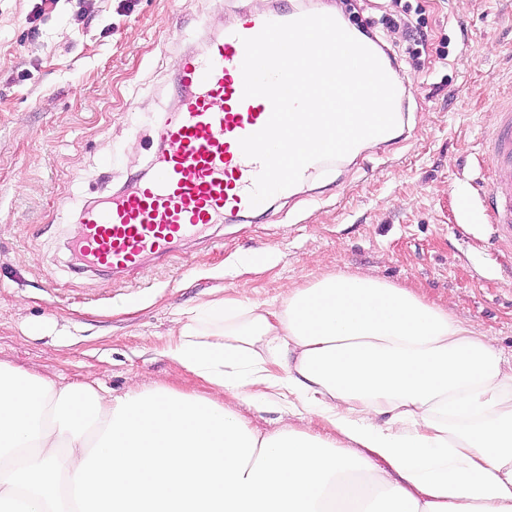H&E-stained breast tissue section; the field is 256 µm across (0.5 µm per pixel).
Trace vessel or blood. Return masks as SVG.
<instances>
[{
	"label": "vessel or blood",
	"instance_id": "b4317fda",
	"mask_svg": "<svg viewBox=\"0 0 512 512\" xmlns=\"http://www.w3.org/2000/svg\"><path fill=\"white\" fill-rule=\"evenodd\" d=\"M298 16L295 10L244 14L204 53L183 55V96L155 132L151 176L81 216L73 248L84 265L132 272L145 257L169 255L176 242L205 236L225 216L251 212L261 164L243 154L239 141L262 129L272 108L265 98L243 95L242 40L265 22ZM496 112L488 181L478 196L494 239L512 249V99Z\"/></svg>",
	"mask_w": 512,
	"mask_h": 512
}]
</instances>
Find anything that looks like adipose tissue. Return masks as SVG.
I'll return each instance as SVG.
<instances>
[{
  "instance_id": "ef3b65f1",
  "label": "adipose tissue",
  "mask_w": 512,
  "mask_h": 512,
  "mask_svg": "<svg viewBox=\"0 0 512 512\" xmlns=\"http://www.w3.org/2000/svg\"><path fill=\"white\" fill-rule=\"evenodd\" d=\"M176 319L210 386L121 395L0 362V512H512V361L374 271ZM278 405L261 433L239 403ZM319 419L332 439L292 425Z\"/></svg>"
}]
</instances>
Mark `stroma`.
Returning <instances> with one entry per match:
<instances>
[{"mask_svg":"<svg viewBox=\"0 0 512 512\" xmlns=\"http://www.w3.org/2000/svg\"><path fill=\"white\" fill-rule=\"evenodd\" d=\"M410 2L432 39L423 70L393 72L398 138L120 275L77 263L72 241L87 205L150 175L185 52L271 7L358 13L398 52L408 33L384 26L391 0H0V361L115 395H205L162 352L173 319L224 297L277 305L284 288L369 269L496 336L511 360L512 255L495 252L475 195L494 108L512 96V0Z\"/></svg>","mask_w":512,"mask_h":512,"instance_id":"stroma-1","label":"stroma"}]
</instances>
